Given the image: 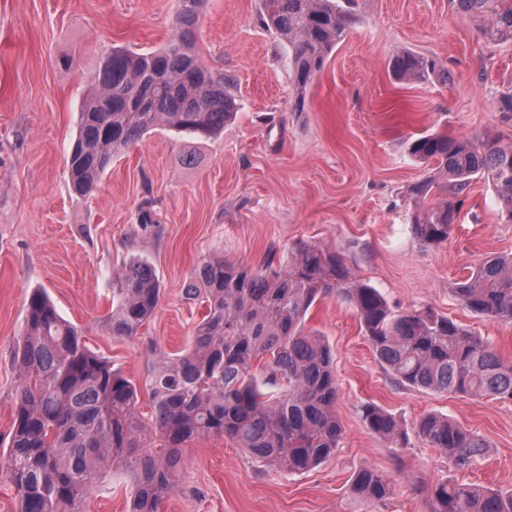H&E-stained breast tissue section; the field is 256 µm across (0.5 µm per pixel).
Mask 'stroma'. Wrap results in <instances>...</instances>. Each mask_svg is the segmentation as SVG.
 Wrapping results in <instances>:
<instances>
[{"label":"stroma","instance_id":"stroma-1","mask_svg":"<svg viewBox=\"0 0 512 512\" xmlns=\"http://www.w3.org/2000/svg\"><path fill=\"white\" fill-rule=\"evenodd\" d=\"M261 0H206L195 50L235 80L240 108L203 138L160 126L113 157L97 189L76 194L66 160L78 134L86 76L115 47L153 51L175 33L178 0H0V512H18L6 476L19 385L14 348L29 293L45 289L96 354L142 381L149 343L176 352L203 305L184 289L207 259L259 266L285 261L305 241L344 254L352 274L395 310L433 308L512 361V323L479 316L454 288L488 257L512 253V224L492 191L474 181L446 242L412 234L409 187L424 165L412 139L440 132L512 147V45L486 44L449 0H355L356 21L296 112L293 76L277 34L259 21ZM437 58L447 81L410 85L387 68L395 50ZM133 259L154 269L161 293L140 335L102 325L112 277ZM306 327L330 345L343 438L301 473L257 462L229 439L188 442L175 489L160 512H429L427 487L457 480L512 489V400L459 396L395 384L355 310L317 301ZM376 405L411 435L396 446L361 417ZM442 413L483 438L479 462L460 470L413 428ZM389 476L392 495L359 498L355 474Z\"/></svg>","mask_w":512,"mask_h":512}]
</instances>
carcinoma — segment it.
I'll list each match as a JSON object with an SVG mask.
<instances>
[{"instance_id": "cac0c4a2", "label": "carcinoma", "mask_w": 512, "mask_h": 512, "mask_svg": "<svg viewBox=\"0 0 512 512\" xmlns=\"http://www.w3.org/2000/svg\"><path fill=\"white\" fill-rule=\"evenodd\" d=\"M205 0H179L176 35L150 52L114 48L98 58L92 91L79 114V132L67 160L73 190L97 189L112 157L165 125L210 137L238 109L234 80L208 67L194 50V28ZM460 14L481 22L494 44H512V0H451ZM260 22L288 50L296 85L295 109L305 107L309 83L345 39L353 12L339 0H262ZM388 68L411 84L448 81L432 57L399 49ZM410 154L432 171L411 185L416 207L412 233L424 245L448 240L454 199L476 179L488 184L498 215L512 223V147L433 132L410 144ZM441 192L449 199L428 204ZM160 285L152 267L132 260L112 277L111 312L103 326L132 337L154 314ZM455 294L473 313L512 322V256L483 261L457 282ZM204 305L188 349L166 353L154 344L144 386L150 414L139 407V386L91 351L82 331L64 319L48 295L33 290L15 362L20 384L14 405L7 475L18 512H84L86 499L121 467L131 512H159L176 487L184 443L220 435L267 466L300 473L339 445V385L334 355L307 331L306 315L319 299L350 304L373 351L403 386L455 395L512 399V362L481 338L431 309L398 313L375 288L355 280L346 258L300 243L286 264L269 257L258 268L214 257L185 288ZM261 361L263 381L252 372ZM367 428L396 444L409 440L381 408H361ZM415 433L447 453L458 468L483 455V438L448 417L430 413ZM390 479L359 472L353 490L379 502ZM431 512H512V493L456 481L428 487Z\"/></svg>"}]
</instances>
